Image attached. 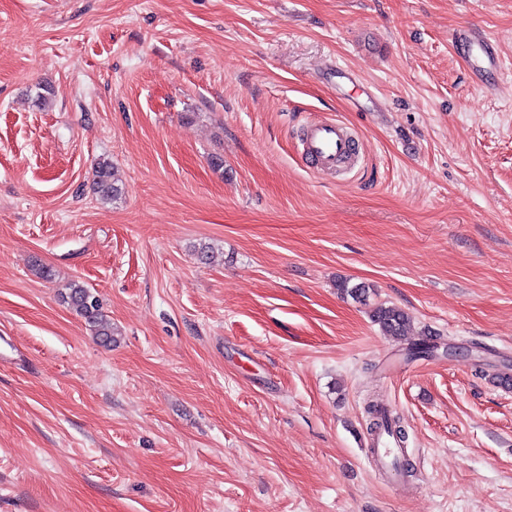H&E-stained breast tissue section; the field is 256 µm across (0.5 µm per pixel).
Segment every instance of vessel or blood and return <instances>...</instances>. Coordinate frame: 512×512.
Segmentation results:
<instances>
[{
    "mask_svg": "<svg viewBox=\"0 0 512 512\" xmlns=\"http://www.w3.org/2000/svg\"><path fill=\"white\" fill-rule=\"evenodd\" d=\"M454 43L466 52V63L472 80L482 86L500 76L502 63L488 48L485 32L475 25H467L452 35ZM304 152L313 170L332 171L340 162L354 161L359 155L357 136L345 123L334 119H316L307 122L304 129Z\"/></svg>",
    "mask_w": 512,
    "mask_h": 512,
    "instance_id": "1",
    "label": "vessel or blood"
}]
</instances>
